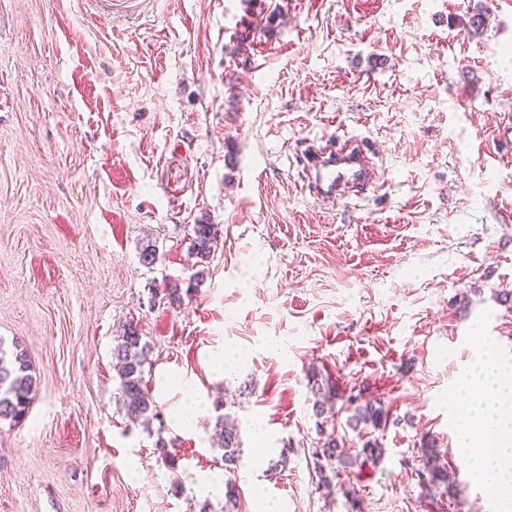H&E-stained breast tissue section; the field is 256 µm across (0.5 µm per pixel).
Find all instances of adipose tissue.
Returning a JSON list of instances; mask_svg holds the SVG:
<instances>
[{
	"label": "adipose tissue",
	"instance_id": "ef3b65f1",
	"mask_svg": "<svg viewBox=\"0 0 512 512\" xmlns=\"http://www.w3.org/2000/svg\"><path fill=\"white\" fill-rule=\"evenodd\" d=\"M456 391L467 398L455 415L462 459L498 512H512V369L479 349Z\"/></svg>",
	"mask_w": 512,
	"mask_h": 512
}]
</instances>
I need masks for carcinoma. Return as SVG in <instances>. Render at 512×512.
Masks as SVG:
<instances>
[{
    "instance_id": "cac0c4a2",
    "label": "carcinoma",
    "mask_w": 512,
    "mask_h": 512,
    "mask_svg": "<svg viewBox=\"0 0 512 512\" xmlns=\"http://www.w3.org/2000/svg\"><path fill=\"white\" fill-rule=\"evenodd\" d=\"M220 238L219 227L201 221L192 227L189 256L194 259L193 267L197 271L193 281L189 282L186 291H191L194 284L200 282L210 262ZM117 344L113 350L119 376V394L122 409L133 423L150 425L151 420L159 418L155 401L144 380V366L150 354L149 343L143 340L137 324L127 321L119 325L116 336ZM313 396L312 411L316 418L317 428L324 423L335 420L338 408L349 412L347 425L358 434L362 448L356 457H346L341 449V441L334 434L319 435L316 446L312 448L313 471L318 477L317 488L325 491L328 496L342 494L349 498L350 490L336 483L338 471L327 473L324 462H337L341 468H349L360 461L378 464L384 457L385 448L374 435L386 424V412L382 406L370 401L361 403L358 397L347 395L338 384L326 379L321 382L317 372L310 373L308 378ZM36 389V377L27 351L15 341L12 346H5L0 339V422L9 421L17 424L22 422L29 413L32 394ZM215 427L219 429L221 446L224 450V470L233 472L241 462L240 441L237 431L224 426L223 417H217ZM420 482L430 490L445 488L450 493L454 482L449 480L448 468L437 461L426 469L416 472Z\"/></svg>"
}]
</instances>
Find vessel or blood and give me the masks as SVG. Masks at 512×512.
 <instances>
[{
  "instance_id": "b4317fda",
  "label": "vessel or blood",
  "mask_w": 512,
  "mask_h": 512,
  "mask_svg": "<svg viewBox=\"0 0 512 512\" xmlns=\"http://www.w3.org/2000/svg\"><path fill=\"white\" fill-rule=\"evenodd\" d=\"M305 161L310 171L306 189L316 200L337 202L373 185L367 158L357 148L328 144L308 151Z\"/></svg>"
}]
</instances>
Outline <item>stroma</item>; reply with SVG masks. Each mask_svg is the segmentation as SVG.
<instances>
[{"mask_svg":"<svg viewBox=\"0 0 512 512\" xmlns=\"http://www.w3.org/2000/svg\"><path fill=\"white\" fill-rule=\"evenodd\" d=\"M510 127L512 0H139L109 20L85 0H0V338L37 379L25 420L0 423V512H220L229 481L241 512H495L451 392L480 342L512 367ZM344 135L383 185L331 206L299 160ZM202 220L221 231L207 273L158 302L188 286ZM129 320L151 348L148 427L113 369ZM228 348L243 361L220 377ZM312 370L387 411L382 462L344 475L352 503L305 458ZM169 376L204 397L196 433L172 426ZM427 443L454 495L419 485ZM216 430L219 429L221 437V448L224 450V470L234 472L241 462L240 441L237 431L232 427H224L222 416H218L215 424Z\"/></svg>","mask_w":512,"mask_h":512,"instance_id":"stroma-1","label":"stroma"}]
</instances>
